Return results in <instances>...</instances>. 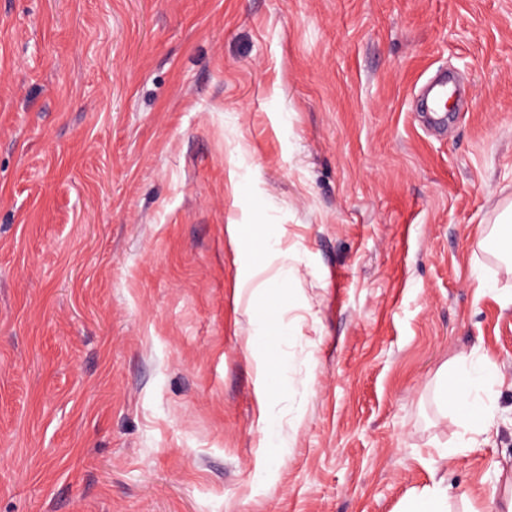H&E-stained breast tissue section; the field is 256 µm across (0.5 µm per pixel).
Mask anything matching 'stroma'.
I'll list each match as a JSON object with an SVG mask.
<instances>
[{
  "instance_id": "stroma-1",
  "label": "stroma",
  "mask_w": 512,
  "mask_h": 512,
  "mask_svg": "<svg viewBox=\"0 0 512 512\" xmlns=\"http://www.w3.org/2000/svg\"><path fill=\"white\" fill-rule=\"evenodd\" d=\"M510 202L512 0H0V512H483L512 274L474 241ZM231 224L281 239L243 290ZM284 272L262 403L249 314ZM470 354L486 440L440 398ZM447 507L440 490L434 488L425 495L412 499L403 512H450Z\"/></svg>"
}]
</instances>
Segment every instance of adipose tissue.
Listing matches in <instances>:
<instances>
[{
    "mask_svg": "<svg viewBox=\"0 0 512 512\" xmlns=\"http://www.w3.org/2000/svg\"><path fill=\"white\" fill-rule=\"evenodd\" d=\"M512 223V204L506 205L493 223L483 225L477 233V246L493 253L512 270V237L502 234L504 225ZM262 287L269 298L268 303L258 308L259 316L254 323V332L264 346V373H271L281 358V347L293 328L286 324L280 310L272 301L288 290L287 279L273 277L263 282ZM457 369L462 379L456 389L445 391L448 404L468 412L464 426L467 431L484 434L489 430L488 419L492 412L490 389L499 380L498 375L479 357L461 359Z\"/></svg>",
    "mask_w": 512,
    "mask_h": 512,
    "instance_id": "1",
    "label": "adipose tissue"
}]
</instances>
